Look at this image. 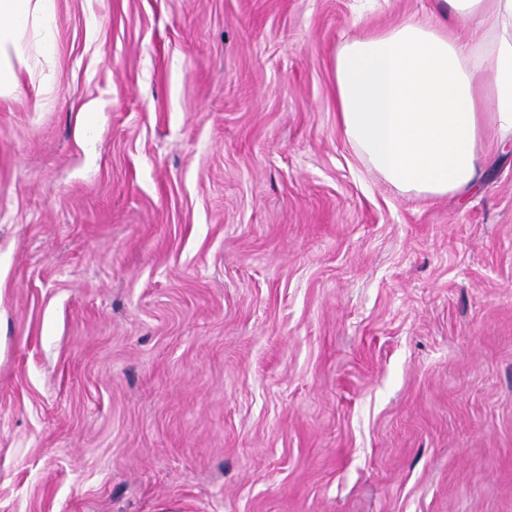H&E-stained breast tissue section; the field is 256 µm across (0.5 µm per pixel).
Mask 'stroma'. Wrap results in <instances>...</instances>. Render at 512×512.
I'll return each mask as SVG.
<instances>
[{
  "label": "stroma",
  "instance_id": "35a3bbf8",
  "mask_svg": "<svg viewBox=\"0 0 512 512\" xmlns=\"http://www.w3.org/2000/svg\"><path fill=\"white\" fill-rule=\"evenodd\" d=\"M430 0H56L0 99V512H512V153L370 171L333 56Z\"/></svg>",
  "mask_w": 512,
  "mask_h": 512
}]
</instances>
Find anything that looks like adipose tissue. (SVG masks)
<instances>
[{
  "mask_svg": "<svg viewBox=\"0 0 512 512\" xmlns=\"http://www.w3.org/2000/svg\"><path fill=\"white\" fill-rule=\"evenodd\" d=\"M55 0H0V96L19 68L49 59L43 34ZM472 22L459 43L452 21ZM347 141L398 190L439 198L478 187L486 130L512 152V0H432L427 21L406 18L346 40L333 59Z\"/></svg>",
  "mask_w": 512,
  "mask_h": 512,
  "instance_id": "ef3b65f1",
  "label": "adipose tissue"
}]
</instances>
